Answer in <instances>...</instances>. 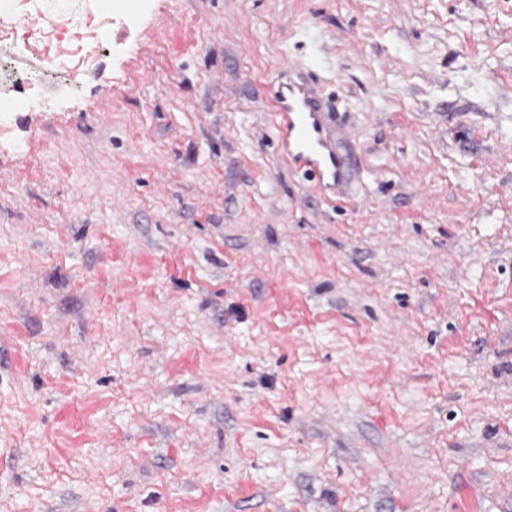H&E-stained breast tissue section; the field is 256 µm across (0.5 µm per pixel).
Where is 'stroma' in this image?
Segmentation results:
<instances>
[{
    "label": "stroma",
    "instance_id": "stroma-1",
    "mask_svg": "<svg viewBox=\"0 0 512 512\" xmlns=\"http://www.w3.org/2000/svg\"><path fill=\"white\" fill-rule=\"evenodd\" d=\"M0 58V512H512V0H0ZM288 64L266 86L281 159L314 182L318 192L340 200L346 192L349 156L338 146L341 127L333 121L311 75L290 74Z\"/></svg>",
    "mask_w": 512,
    "mask_h": 512
}]
</instances>
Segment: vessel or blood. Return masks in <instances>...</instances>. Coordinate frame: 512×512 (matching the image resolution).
<instances>
[{"label": "vessel or blood", "instance_id": "b4317fda", "mask_svg": "<svg viewBox=\"0 0 512 512\" xmlns=\"http://www.w3.org/2000/svg\"><path fill=\"white\" fill-rule=\"evenodd\" d=\"M281 159L314 182L318 192L341 199L346 192L350 159L338 146L337 127L312 76L280 70L266 86Z\"/></svg>", "mask_w": 512, "mask_h": 512}]
</instances>
